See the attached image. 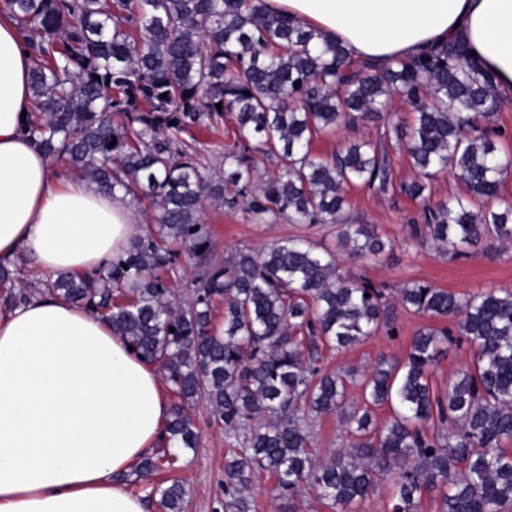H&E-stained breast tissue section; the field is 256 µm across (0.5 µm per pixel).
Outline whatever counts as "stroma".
<instances>
[{
    "mask_svg": "<svg viewBox=\"0 0 512 512\" xmlns=\"http://www.w3.org/2000/svg\"><path fill=\"white\" fill-rule=\"evenodd\" d=\"M235 127L225 121L220 133L196 128L184 133V140H196L209 173L224 169V148L234 141ZM349 211L354 223L374 225L377 233L392 242L393 248L375 260H347L346 265L358 278L382 287L389 298H396L400 288L424 283L456 294L512 291V246L470 249L468 257L454 259L431 244L420 243L411 235L412 225L421 223L423 204L397 192L381 195L362 187L348 194ZM204 220L211 229L217 258H224L243 247H266L283 238L304 235L319 249L339 252L336 228L330 224H291L252 218L244 206L230 209L207 206ZM396 335L378 332L372 338L340 352L322 351L320 363L328 370L351 369L366 373L379 356L404 357L416 332L430 326L428 316L397 308ZM354 441L340 415L320 417L314 427L312 450L316 457L326 459L339 448ZM229 441L215 428L205 427L194 454L182 459L174 473L186 483L190 495L186 512H224V455ZM253 512H330L319 500L315 490L304 489L294 499L282 498L275 481L268 475L257 478L250 489Z\"/></svg>",
    "mask_w": 512,
    "mask_h": 512,
    "instance_id": "35a3bbf8",
    "label": "stroma"
}]
</instances>
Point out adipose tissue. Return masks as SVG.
<instances>
[{"instance_id": "adipose-tissue-1", "label": "adipose tissue", "mask_w": 512, "mask_h": 512, "mask_svg": "<svg viewBox=\"0 0 512 512\" xmlns=\"http://www.w3.org/2000/svg\"><path fill=\"white\" fill-rule=\"evenodd\" d=\"M380 66L449 42L512 93V0H263ZM32 61L0 11V263L104 268L140 234L120 196L56 170L23 121ZM160 373L111 325L56 297L0 301V512H148L120 477L159 445Z\"/></svg>"}]
</instances>
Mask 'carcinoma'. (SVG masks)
Returning <instances> with one entry per match:
<instances>
[{
  "instance_id": "cac0c4a2",
  "label": "carcinoma",
  "mask_w": 512,
  "mask_h": 512,
  "mask_svg": "<svg viewBox=\"0 0 512 512\" xmlns=\"http://www.w3.org/2000/svg\"><path fill=\"white\" fill-rule=\"evenodd\" d=\"M33 62L29 132L50 158L65 157L98 189L159 210L130 247L100 273L62 275L47 292L86 305L135 353L159 366L170 392L165 447L131 472L162 512H184L189 490L157 482L194 452L201 427L191 409L209 407L208 427L233 439L224 463V512H250L255 476L276 479L293 499L318 490L334 512L373 496L390 476L387 512H414L423 491L448 485L439 512H505L512 506V293L459 296L427 284L399 291L406 309L452 320L457 333L426 327L403 359L379 358L347 406L354 372H330L319 350L347 348L382 327L396 333L394 306L367 280L342 270L303 236L222 261L203 223L210 201L242 203L260 220L333 224L353 258L392 244L351 223L346 191L394 188L387 142L416 170L399 191L425 204L413 233L457 257L481 243L512 242V200L499 189L512 172L492 126L504 97L461 43L386 66L357 62L336 39L269 12L262 0H3ZM408 100L405 125L389 112ZM222 104L217 109L216 104ZM232 115L238 141L224 149V174L210 175L187 128L212 132ZM387 115L380 140L354 141L330 156L313 152L323 131ZM114 146H109L110 142ZM451 172L466 195L429 205L428 181ZM193 262L192 297L176 298L158 273ZM224 301V327L212 323ZM465 337L473 368L442 396L431 370ZM390 418L373 422V409ZM341 413L356 438L327 460L309 450L313 424Z\"/></svg>"
}]
</instances>
